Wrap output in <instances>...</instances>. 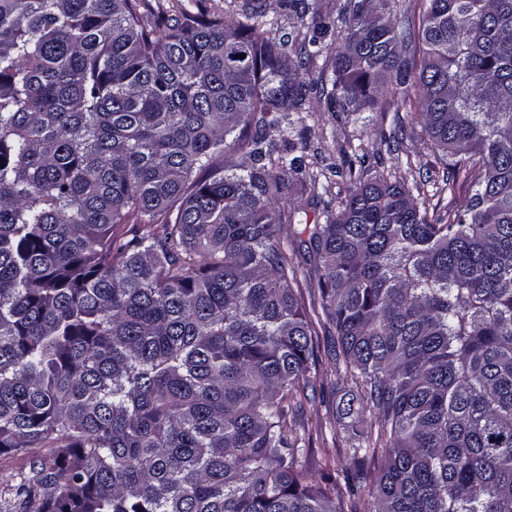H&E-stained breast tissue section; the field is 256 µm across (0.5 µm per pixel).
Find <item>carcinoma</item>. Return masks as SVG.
Segmentation results:
<instances>
[{"mask_svg":"<svg viewBox=\"0 0 512 512\" xmlns=\"http://www.w3.org/2000/svg\"><path fill=\"white\" fill-rule=\"evenodd\" d=\"M287 3L280 35L267 0H0V454L49 457L18 512H512V0H420L417 33ZM332 29L329 106L401 92L468 195L435 215L360 156L308 309L280 126ZM327 322L337 413L379 422L340 473L288 425Z\"/></svg>","mask_w":512,"mask_h":512,"instance_id":"obj_1","label":"carcinoma"}]
</instances>
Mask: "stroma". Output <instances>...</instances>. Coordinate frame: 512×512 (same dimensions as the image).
Here are the masks:
<instances>
[{"mask_svg": "<svg viewBox=\"0 0 512 512\" xmlns=\"http://www.w3.org/2000/svg\"><path fill=\"white\" fill-rule=\"evenodd\" d=\"M405 116L397 99H386L376 110L344 117L329 112L324 98L315 96L309 112L295 120L285 136L292 141L300 136L307 139V169L313 174L324 173L331 165H343L360 154L378 157L392 179L410 188L419 187L428 209L445 212L465 196L467 185L463 178H448L444 162L421 127L406 124ZM315 353L301 403L291 409L289 418L307 450L310 467L326 465L344 470L351 466L346 450L352 434L350 421L339 418L336 412L344 381L336 373L325 336H316Z\"/></svg>", "mask_w": 512, "mask_h": 512, "instance_id": "1", "label": "stroma"}]
</instances>
